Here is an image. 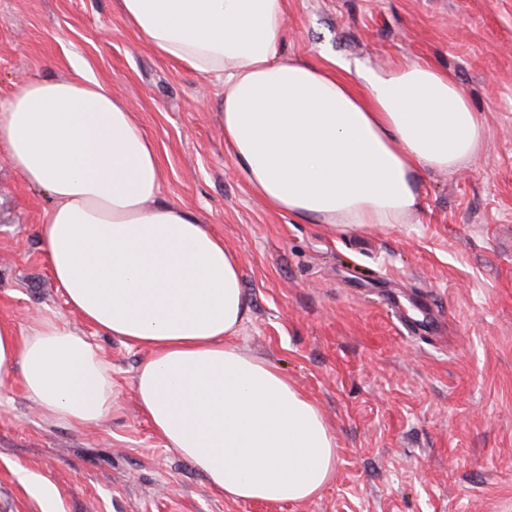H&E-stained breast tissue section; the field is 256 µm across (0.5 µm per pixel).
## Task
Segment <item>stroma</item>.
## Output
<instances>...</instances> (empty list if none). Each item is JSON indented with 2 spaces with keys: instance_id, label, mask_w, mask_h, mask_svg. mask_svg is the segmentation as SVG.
I'll list each match as a JSON object with an SVG mask.
<instances>
[{
  "instance_id": "1",
  "label": "stroma",
  "mask_w": 512,
  "mask_h": 512,
  "mask_svg": "<svg viewBox=\"0 0 512 512\" xmlns=\"http://www.w3.org/2000/svg\"><path fill=\"white\" fill-rule=\"evenodd\" d=\"M283 54L451 73L484 117L478 157L424 173L408 223L297 224L224 149L221 85L153 52L117 0H0V105L82 64L158 148L163 195L241 261L234 342L320 408L336 474L302 503L224 498L166 448L133 388L147 349L97 332L42 256L51 200L0 147V321L56 313L112 367V413L74 427L0 381V512H512V0H287Z\"/></svg>"
}]
</instances>
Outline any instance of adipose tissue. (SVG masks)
I'll return each mask as SVG.
<instances>
[{
  "mask_svg": "<svg viewBox=\"0 0 512 512\" xmlns=\"http://www.w3.org/2000/svg\"><path fill=\"white\" fill-rule=\"evenodd\" d=\"M161 57L224 85V148L273 210L338 231L407 223L418 180L480 152L486 126L448 71L281 51L286 0H118ZM0 146L53 201L39 227L68 304L149 350L135 378L154 432L234 501L303 502L336 473L315 402L232 339L249 314L237 253L161 198L154 141L84 70L29 80L0 110ZM20 365L43 413L81 427L112 411V371L60 317L0 322V369Z\"/></svg>",
  "mask_w": 512,
  "mask_h": 512,
  "instance_id": "adipose-tissue-1",
  "label": "adipose tissue"
}]
</instances>
